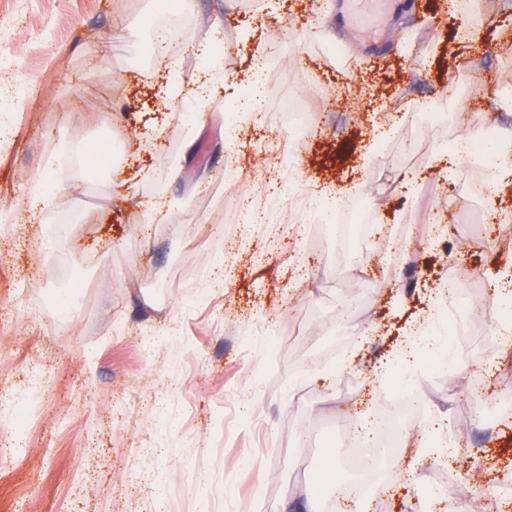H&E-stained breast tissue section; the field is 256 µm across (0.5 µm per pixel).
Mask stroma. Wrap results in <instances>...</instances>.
I'll return each mask as SVG.
<instances>
[{
  "mask_svg": "<svg viewBox=\"0 0 512 512\" xmlns=\"http://www.w3.org/2000/svg\"><path fill=\"white\" fill-rule=\"evenodd\" d=\"M156 0H0V59L19 57L35 77L0 109V396L22 398L21 447L0 457V512H292L291 486H316L315 508L335 504L352 415L396 409L375 378L410 327L442 296L449 265L462 276L451 304L462 328L432 332L447 370L408 363L406 396L421 400L407 424L400 474L366 499L368 512H456L441 497L448 476L478 466L512 487V414L485 423L468 391L483 379L512 399V348H489L469 311L488 285L512 310V171L499 202L458 180L464 161L447 146L472 136L457 112L512 132V0H481L476 36L459 41L448 0H399L384 35L362 33L347 0H190L192 44L230 42L227 69L250 77L266 64L270 113L297 98L317 113L301 149L316 192H379L366 221L381 225L359 269L349 270L327 223L286 224L277 172L248 195L274 217L225 236L238 210L224 184V98L184 99L198 57L146 52L143 20ZM316 28L315 39L296 40ZM471 67L458 81L456 66ZM442 113L428 125L423 110ZM51 176V206L33 223L21 207ZM51 254L39 255L44 238ZM376 328L366 348H325L335 336ZM41 375L39 396L28 372ZM362 378L345 392L339 380ZM253 415L241 416L238 393ZM459 443L427 473L415 447L434 420Z\"/></svg>",
  "mask_w": 512,
  "mask_h": 512,
  "instance_id": "stroma-1",
  "label": "stroma"
}]
</instances>
